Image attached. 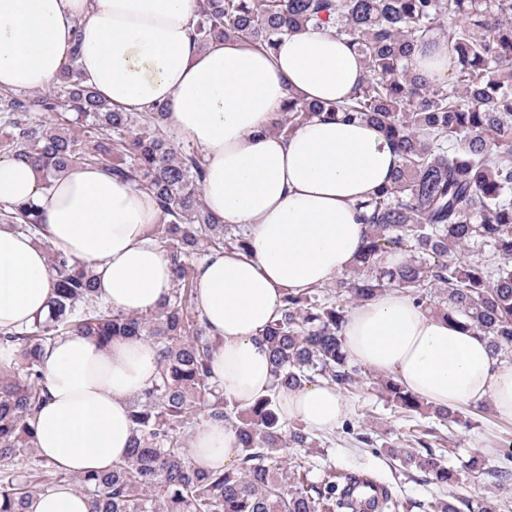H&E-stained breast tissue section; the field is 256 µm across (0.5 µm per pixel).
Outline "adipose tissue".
Wrapping results in <instances>:
<instances>
[{
  "mask_svg": "<svg viewBox=\"0 0 512 512\" xmlns=\"http://www.w3.org/2000/svg\"><path fill=\"white\" fill-rule=\"evenodd\" d=\"M197 9L198 0H0V87L57 82L78 26L86 84L125 112L166 105L168 128L203 158L206 207L248 234L247 253H214L195 270L198 307L217 341L213 377L245 409L273 384L263 335L280 318L284 296L355 266L369 231L355 205L391 184L400 155L358 120L316 119L286 139L273 133L289 100L342 102L367 76L363 57L331 25L284 36L272 52L240 39L201 46L189 36ZM0 202L34 204L44 217L36 236L0 225V331L47 317L52 250L90 266L112 309L149 313L171 295L172 266L155 234L158 207L133 183L76 164L47 187L33 166L0 156ZM342 336L354 362L394 376L425 402L487 401L512 421V360L406 290L354 307ZM43 365L39 453L69 472L108 470L131 443V397L157 379L154 348L136 337L104 348L67 335L44 350ZM279 408L284 420L320 434L342 420L346 401L317 381L281 392ZM189 446L209 469L233 466L241 452L223 424L198 428ZM27 512H88V504L57 486L34 495Z\"/></svg>",
  "mask_w": 512,
  "mask_h": 512,
  "instance_id": "adipose-tissue-1",
  "label": "adipose tissue"
}]
</instances>
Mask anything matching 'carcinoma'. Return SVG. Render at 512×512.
<instances>
[{
    "mask_svg": "<svg viewBox=\"0 0 512 512\" xmlns=\"http://www.w3.org/2000/svg\"><path fill=\"white\" fill-rule=\"evenodd\" d=\"M456 20L444 23L448 14ZM330 23L356 46L369 77L342 103L288 101L274 130L289 136L317 118L361 120L394 142L402 163L389 186L359 204L369 224L358 265L316 293L284 296L280 318L265 332L275 383L240 410L212 382L215 341L196 305L194 270L213 251H248L243 228L222 224L205 206V167L198 151L165 137L166 108L120 112L90 86L78 68L79 39L53 89L18 96L0 91V129L8 155L37 167L43 185L73 164L100 168L153 194L160 210L156 234L173 269L171 297L156 311L125 313L98 297L86 265L49 252L56 295L49 315L0 335L14 352L0 361V512H26L36 493L71 486L89 512H365L328 476L307 482L301 465L288 471L297 448H316L303 427L281 422L279 392L322 377L344 389L362 382L343 349L348 315L359 304L400 287L417 304L481 333L494 354L512 352V0H200L191 37L201 45L237 38L273 49L309 24ZM448 46L455 82L432 84L415 70L417 48ZM496 160L489 159L492 147ZM0 223L33 234L43 223L33 204L0 203ZM497 262L492 264L484 250ZM408 258L383 264L387 253ZM69 333L102 346L141 337L157 352L158 379L130 399L132 444L112 468L70 473L41 457L34 415L45 399L42 352ZM378 392L397 407L423 413L428 403L383 377ZM235 429L237 463L219 471L198 467L186 451L199 424ZM405 466L436 485L459 481L435 454L397 452ZM34 460L24 473L20 462ZM385 494L372 512H405ZM428 512H498L463 497L436 498Z\"/></svg>",
    "mask_w": 512,
    "mask_h": 512,
    "instance_id": "1",
    "label": "carcinoma"
}]
</instances>
